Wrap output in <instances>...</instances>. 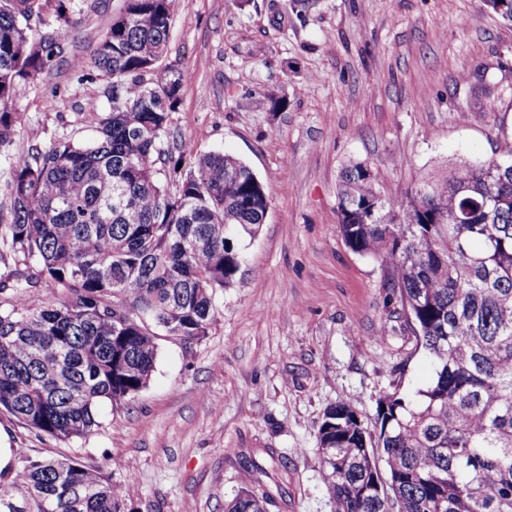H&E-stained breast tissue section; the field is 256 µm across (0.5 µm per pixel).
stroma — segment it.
I'll use <instances>...</instances> for the list:
<instances>
[{
	"instance_id": "obj_1",
	"label": "stroma",
	"mask_w": 512,
	"mask_h": 512,
	"mask_svg": "<svg viewBox=\"0 0 512 512\" xmlns=\"http://www.w3.org/2000/svg\"><path fill=\"white\" fill-rule=\"evenodd\" d=\"M124 0H85L68 37L91 61ZM166 65L191 74L169 118L173 154L230 151L265 187L241 267L201 342L160 338L146 388L103 404L100 428L59 440L0 413V446L102 467L130 512H224L251 463L275 460L272 512H334L318 428L340 402L374 426L379 397L412 395L434 369L395 312L380 261L339 229L342 169L369 164L389 191L448 163L494 158L512 137V27L484 0H176ZM487 68L496 109L476 112L465 71ZM102 77L69 62L19 85L0 148V224L17 156L94 137ZM285 88L271 112L262 96Z\"/></svg>"
}]
</instances>
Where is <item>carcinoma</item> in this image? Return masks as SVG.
<instances>
[{
	"label": "carcinoma",
	"instance_id": "cac0c4a2",
	"mask_svg": "<svg viewBox=\"0 0 512 512\" xmlns=\"http://www.w3.org/2000/svg\"><path fill=\"white\" fill-rule=\"evenodd\" d=\"M174 0H125L92 60L109 79L87 107L98 136L55 140L16 158L0 240V410L57 439L99 427L104 401L148 384L159 337L201 341L214 297L241 265L239 234L265 223L269 200L229 152L173 157L169 114L189 74L163 64ZM77 0H0V147L10 143L17 85L78 57L54 48L75 31ZM475 112H492L476 76ZM263 96L288 105L278 87ZM179 175L169 191L165 166ZM342 237L377 259L395 312L434 360L415 396L380 399L372 436L347 402L318 429L334 512H512V165L460 162L391 195L361 162L338 186ZM51 300L35 307L31 294ZM0 512H128L101 469L14 453ZM266 491L240 490L226 512H263Z\"/></svg>",
	"mask_w": 512,
	"mask_h": 512
}]
</instances>
